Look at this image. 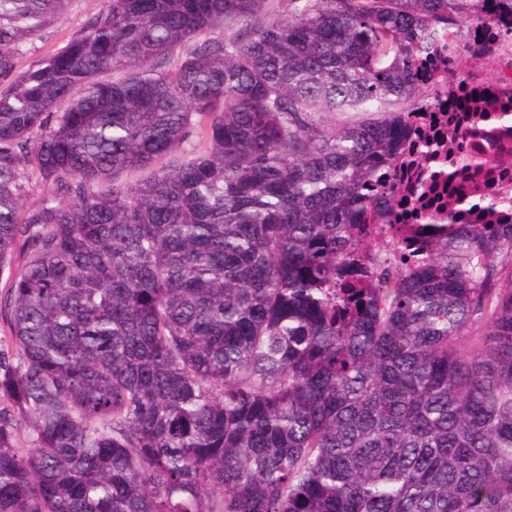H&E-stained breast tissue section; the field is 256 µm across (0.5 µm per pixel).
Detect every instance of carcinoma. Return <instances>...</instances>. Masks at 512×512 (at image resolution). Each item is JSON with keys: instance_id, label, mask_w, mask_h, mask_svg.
Returning <instances> with one entry per match:
<instances>
[{"instance_id": "1", "label": "carcinoma", "mask_w": 512, "mask_h": 512, "mask_svg": "<svg viewBox=\"0 0 512 512\" xmlns=\"http://www.w3.org/2000/svg\"><path fill=\"white\" fill-rule=\"evenodd\" d=\"M70 2L0 0V512H512V224L376 180L484 0ZM98 1L75 0L66 15L42 33V39L36 41V46L48 49L61 45L71 32L84 25L98 11Z\"/></svg>"}]
</instances>
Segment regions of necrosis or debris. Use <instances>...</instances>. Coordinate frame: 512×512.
Here are the masks:
<instances>
[{
	"mask_svg": "<svg viewBox=\"0 0 512 512\" xmlns=\"http://www.w3.org/2000/svg\"><path fill=\"white\" fill-rule=\"evenodd\" d=\"M488 18L447 34L416 62L419 81L432 89L401 125L399 160L379 168L400 201L390 221L411 236L426 237L432 224H512V199L485 201L512 189V12L486 4ZM438 142L431 158H418L421 139ZM478 156L479 168L460 167Z\"/></svg>",
	"mask_w": 512,
	"mask_h": 512,
	"instance_id": "4bbe7bcc",
	"label": "necrosis or debris"
}]
</instances>
